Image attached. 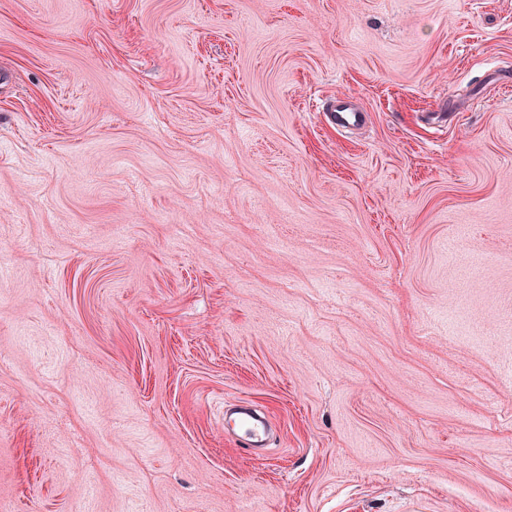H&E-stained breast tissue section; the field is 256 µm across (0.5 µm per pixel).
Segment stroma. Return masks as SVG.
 Instances as JSON below:
<instances>
[{
	"mask_svg": "<svg viewBox=\"0 0 512 512\" xmlns=\"http://www.w3.org/2000/svg\"><path fill=\"white\" fill-rule=\"evenodd\" d=\"M500 73L512 0H0V512H512ZM330 117L337 127L342 128L359 126L364 121V113L352 106L349 97H343L337 101V108L335 105L334 110L330 111ZM239 448H266L269 446V430L264 417L251 405L233 404Z\"/></svg>",
	"mask_w": 512,
	"mask_h": 512,
	"instance_id": "1",
	"label": "stroma"
}]
</instances>
